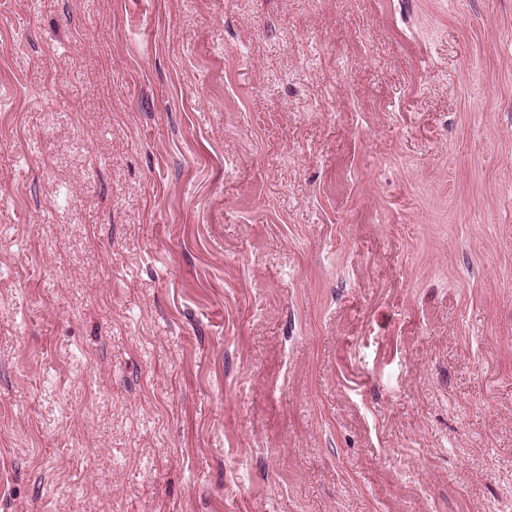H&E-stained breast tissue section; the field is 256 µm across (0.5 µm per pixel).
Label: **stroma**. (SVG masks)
<instances>
[{
  "label": "stroma",
  "mask_w": 512,
  "mask_h": 512,
  "mask_svg": "<svg viewBox=\"0 0 512 512\" xmlns=\"http://www.w3.org/2000/svg\"><path fill=\"white\" fill-rule=\"evenodd\" d=\"M0 512H512V0H0Z\"/></svg>",
  "instance_id": "35a3bbf8"
}]
</instances>
